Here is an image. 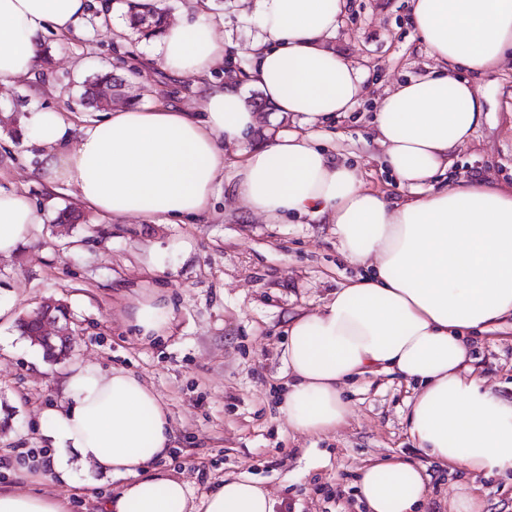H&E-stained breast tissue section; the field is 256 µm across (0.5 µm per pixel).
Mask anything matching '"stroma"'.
I'll return each mask as SVG.
<instances>
[{"label":"stroma","mask_w":512,"mask_h":512,"mask_svg":"<svg viewBox=\"0 0 512 512\" xmlns=\"http://www.w3.org/2000/svg\"><path fill=\"white\" fill-rule=\"evenodd\" d=\"M333 45L367 75L365 95L328 130L320 146L357 165L365 187L391 200L407 197L385 168L373 139V107L394 84L430 74L436 62L418 34L410 0H347ZM80 34L60 42L43 37L44 65L35 83L0 90V186L25 192L37 206L77 211L84 220L69 235L40 225L21 252L0 257V485L61 497L67 512H99L103 492L121 482L98 476L85 487L72 449L54 446L40 428L43 412L64 399L69 363L125 369L142 379L170 413L174 446L158 471L187 482L195 495L224 478L250 475L275 497L281 512H365L357 494L361 469L385 458L424 466L431 494L425 512H451L459 486L475 488L486 512H512V478L451 469L421 454L410 440L406 404L413 396L398 375L383 371L348 382L345 423L319 435L294 431L281 409L288 378L281 360L288 321L326 303L359 269L341 255L331 224H267L246 217L228 185L213 199L202 224L129 218L121 222L85 209L75 196L49 193L31 170L39 150L17 139L12 117L53 110L79 121L100 119L80 100L94 72L115 66L124 51L153 52L157 39L138 40L125 26V0H89ZM256 0H214L218 32L236 58L248 61L259 29ZM487 118L456 152L453 178L488 177L512 186V68L473 76ZM126 99L140 106L187 104L189 80L163 72L126 76ZM155 266H147L148 257ZM160 294L173 320L142 340L131 323L136 300ZM46 298L64 301L75 333L69 362L46 361L21 338L17 318ZM473 365L486 385L512 399V334L475 341ZM67 457L73 482L56 479L53 462Z\"/></svg>","instance_id":"1"}]
</instances>
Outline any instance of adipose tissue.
Returning a JSON list of instances; mask_svg holds the SVG:
<instances>
[{
  "mask_svg": "<svg viewBox=\"0 0 512 512\" xmlns=\"http://www.w3.org/2000/svg\"><path fill=\"white\" fill-rule=\"evenodd\" d=\"M209 8L210 0H188L189 19L168 22L147 61L200 87L196 108L125 105L81 124L34 111L22 135L42 149L34 178L73 189L86 208L115 221L204 223L227 180L245 212L265 223L305 217L335 225L343 255L362 272L289 323L282 352L289 425L306 434L336 429L348 414L345 385L383 370L414 388L405 420L420 452L472 473L512 470V404L487 388L470 357L472 337L512 325V191L488 178L434 184L484 116L462 71L487 74L512 59V0H412L437 67L395 84L374 106L384 163L410 192L400 203L364 188L356 166L316 146L324 125L364 94V74L329 43L345 0H258L252 64L246 77L221 82L214 74L232 50ZM86 16V0H0V84L34 78L41 33L50 28L67 40ZM247 86L299 119L301 130L246 147L258 121ZM47 217L23 193L0 188V255L21 250ZM171 320L170 305L156 296L132 311L144 337ZM43 429L57 446L75 449L89 475L123 479L105 497V512L276 510L249 477L198 497L155 471L171 446L172 419L125 370L71 366L65 398ZM428 482L412 462L378 460L362 469L358 494L368 512H421Z\"/></svg>",
  "mask_w": 512,
  "mask_h": 512,
  "instance_id": "ef3b65f1",
  "label": "adipose tissue"
}]
</instances>
